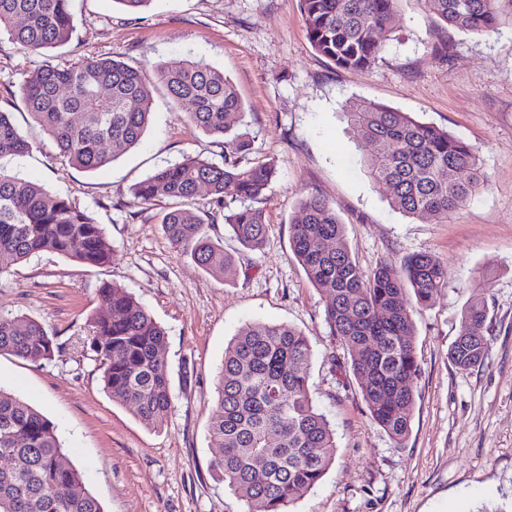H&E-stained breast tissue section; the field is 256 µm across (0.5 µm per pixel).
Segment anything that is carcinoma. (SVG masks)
Instances as JSON below:
<instances>
[{"label":"carcinoma","mask_w":512,"mask_h":512,"mask_svg":"<svg viewBox=\"0 0 512 512\" xmlns=\"http://www.w3.org/2000/svg\"><path fill=\"white\" fill-rule=\"evenodd\" d=\"M397 0H300L312 47L343 69L371 67L391 33ZM449 28L492 34L512 26V0H424ZM71 0H0V33L31 54L67 44L73 34ZM187 106L189 121L223 139L224 161L186 156L133 187L145 206L172 201L161 220L173 247L222 279L233 265L224 244L204 224L222 218L238 242L262 248L267 224L256 204L276 176L267 162H248L244 107L224 71L201 60L153 71L111 57L88 56L68 65L43 63L20 84L27 113L74 168L94 171L131 148L151 118L152 81ZM343 114L373 146L364 166L391 205L416 217L446 219L485 185L478 155L448 131L407 112L358 99ZM30 141L0 111V157L23 156ZM206 188L207 208L197 202ZM290 248L309 282L330 296L325 321L341 346L372 420L400 446L415 406L413 314L445 287L446 273L418 253L396 266L366 272L354 259L333 208L311 196L290 224ZM43 251L89 267L110 262L104 229L61 196L0 169V276ZM101 312L92 319L91 350L112 400L134 409L148 428L160 427L174 400L165 358L166 332L151 313L117 285L98 288ZM488 311L475 295L464 327L448 350L461 371L485 364L491 352ZM59 343L37 320L0 315V354L50 361ZM312 347L302 331L256 322L224 350L217 374V415L210 432L221 449L214 465L246 505V512H293L296 502L334 460L335 432L309 392ZM0 512H104L69 460L57 427L37 409L0 388Z\"/></svg>","instance_id":"carcinoma-1"}]
</instances>
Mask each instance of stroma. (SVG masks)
I'll return each instance as SVG.
<instances>
[{
	"instance_id": "stroma-1",
	"label": "stroma",
	"mask_w": 512,
	"mask_h": 512,
	"mask_svg": "<svg viewBox=\"0 0 512 512\" xmlns=\"http://www.w3.org/2000/svg\"><path fill=\"white\" fill-rule=\"evenodd\" d=\"M71 41L39 57L0 35V111L32 143L0 166L69 199L102 224L111 261L86 267L44 252L0 276V313L39 320L60 345L49 361L0 355V388L54 421L71 461L105 512H244L214 467L209 425L224 347L255 322L286 324L312 345L309 390L336 431L335 461L295 512H478L512 502V29L478 35L445 27L422 0H398L393 29L371 67L341 70L312 47L299 0H73ZM103 55L151 68L202 59L223 70L244 105L251 159L276 178L261 208V249L243 248L224 223L206 225L234 259L224 279L173 248L160 206L133 186L153 170L200 156L221 161L217 139L193 126L160 83L140 142L110 164L74 169L26 114L19 85L41 60L61 65ZM356 98L409 113L469 144L487 180L448 219L408 217L374 188L370 144L341 117ZM334 209L367 271L426 253L447 285L413 321L420 371L403 445L376 425L325 322L328 297L294 259L289 225L300 200ZM125 288L164 328L175 408L157 429L104 390L87 321L98 288ZM489 311V360L457 370L448 349L474 292Z\"/></svg>"
}]
</instances>
